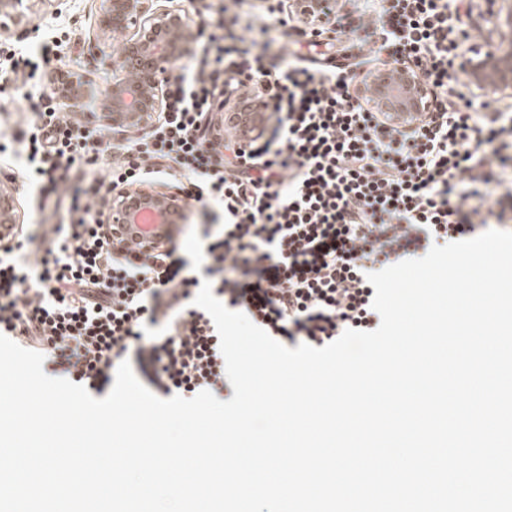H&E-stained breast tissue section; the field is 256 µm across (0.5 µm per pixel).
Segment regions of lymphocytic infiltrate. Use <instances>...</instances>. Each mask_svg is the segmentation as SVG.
I'll use <instances>...</instances> for the list:
<instances>
[{"label": "lymphocytic infiltrate", "mask_w": 512, "mask_h": 512, "mask_svg": "<svg viewBox=\"0 0 512 512\" xmlns=\"http://www.w3.org/2000/svg\"><path fill=\"white\" fill-rule=\"evenodd\" d=\"M289 21L276 0L245 34L202 49L173 77L152 130L117 149L52 100L26 103L20 137L41 222L0 237V334L100 395L129 359L155 394L219 397L230 387L219 336L193 304L203 281L280 342L321 346L370 330L371 266L512 223V113L460 92L454 60L471 36L455 29L448 0H382L375 17L348 21L359 45L435 88L408 131L358 102L344 67L288 56L279 32ZM60 48L48 41L36 59L4 49L0 82L44 79ZM239 84L275 124L215 146L205 118L220 88ZM161 177L222 212L198 266L173 243L128 249L102 220L112 186Z\"/></svg>", "instance_id": "lymphocytic-infiltrate-1"}]
</instances>
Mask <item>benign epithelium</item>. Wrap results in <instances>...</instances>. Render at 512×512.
Returning a JSON list of instances; mask_svg holds the SVG:
<instances>
[{
  "instance_id": "1",
  "label": "benign epithelium",
  "mask_w": 512,
  "mask_h": 512,
  "mask_svg": "<svg viewBox=\"0 0 512 512\" xmlns=\"http://www.w3.org/2000/svg\"><path fill=\"white\" fill-rule=\"evenodd\" d=\"M35 0H0V16L13 21L24 18ZM97 38L108 40L123 36L121 51L113 62V77L101 91V111L112 126L139 129L158 119L166 111V89L176 63L192 56L199 30L188 11L173 8L168 0H99ZM488 10L467 11L468 25L489 29L494 52L484 57L472 83L479 91L512 97V0H487ZM301 22L314 27L326 26L336 12V0H290ZM390 68L413 81L420 95L433 100V89L400 63ZM87 81L81 73L55 70L48 77V87L60 102L73 112L85 104L83 89ZM379 112L399 122L398 114L419 106L417 100H406L396 91L383 93L372 102ZM179 196L155 182L112 186L106 224H133L137 214L149 209L162 224L184 223V215L176 205Z\"/></svg>"
}]
</instances>
